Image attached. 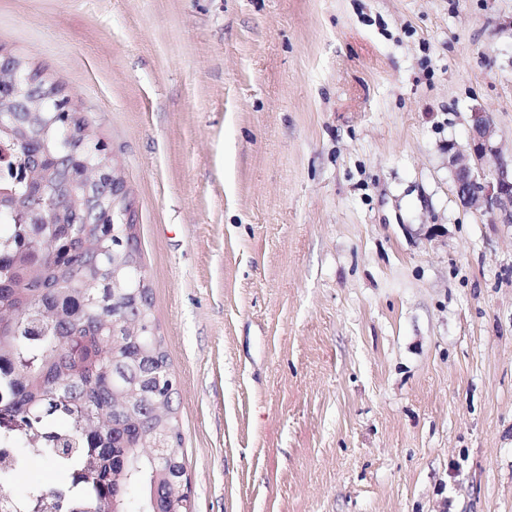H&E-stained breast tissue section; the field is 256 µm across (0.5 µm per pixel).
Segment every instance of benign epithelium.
Here are the masks:
<instances>
[{
	"mask_svg": "<svg viewBox=\"0 0 512 512\" xmlns=\"http://www.w3.org/2000/svg\"><path fill=\"white\" fill-rule=\"evenodd\" d=\"M468 147L448 146V164L454 168L455 193L469 209L488 213L502 224H512V161L500 156L489 114L471 113ZM495 165L485 168L487 160Z\"/></svg>",
	"mask_w": 512,
	"mask_h": 512,
	"instance_id": "7a95c632",
	"label": "benign epithelium"
}]
</instances>
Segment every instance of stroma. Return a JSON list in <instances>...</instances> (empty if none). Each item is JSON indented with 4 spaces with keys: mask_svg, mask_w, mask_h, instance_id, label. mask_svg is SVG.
<instances>
[{
    "mask_svg": "<svg viewBox=\"0 0 512 512\" xmlns=\"http://www.w3.org/2000/svg\"><path fill=\"white\" fill-rule=\"evenodd\" d=\"M138 212L195 512H512V0H0ZM471 120L467 149L448 146L456 196L464 207L488 213L502 224H512V156L510 162L500 156L489 114L472 112ZM491 158L495 165L487 169L484 164Z\"/></svg>",
    "mask_w": 512,
    "mask_h": 512,
    "instance_id": "stroma-1",
    "label": "stroma"
}]
</instances>
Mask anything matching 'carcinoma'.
<instances>
[{"label": "carcinoma", "mask_w": 512, "mask_h": 512, "mask_svg": "<svg viewBox=\"0 0 512 512\" xmlns=\"http://www.w3.org/2000/svg\"><path fill=\"white\" fill-rule=\"evenodd\" d=\"M33 64L0 58V415L15 448L0 464V512H194L175 378L156 332L136 212L80 105L56 111ZM68 487L8 491L28 446Z\"/></svg>", "instance_id": "obj_1"}]
</instances>
